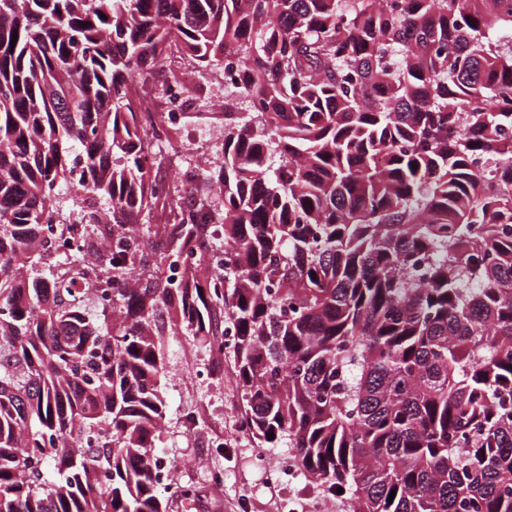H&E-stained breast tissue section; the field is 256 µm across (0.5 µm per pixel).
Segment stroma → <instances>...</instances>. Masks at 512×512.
Returning <instances> with one entry per match:
<instances>
[{
  "instance_id": "1",
  "label": "stroma",
  "mask_w": 512,
  "mask_h": 512,
  "mask_svg": "<svg viewBox=\"0 0 512 512\" xmlns=\"http://www.w3.org/2000/svg\"><path fill=\"white\" fill-rule=\"evenodd\" d=\"M163 381L167 424L159 451L175 466L177 485L194 489L186 499L169 494V512H279L285 501L319 497L306 477L270 483L253 458L254 439L241 429L244 416L235 363L176 337L166 353ZM223 432L224 445L211 447V435ZM222 471L224 484L212 486L210 474Z\"/></svg>"
}]
</instances>
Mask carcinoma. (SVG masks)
Returning a JSON list of instances; mask_svg holds the SVG:
<instances>
[{"mask_svg": "<svg viewBox=\"0 0 512 512\" xmlns=\"http://www.w3.org/2000/svg\"><path fill=\"white\" fill-rule=\"evenodd\" d=\"M183 61L218 203L153 176ZM219 313L340 512H512V0H0V512H168L164 354Z\"/></svg>", "mask_w": 512, "mask_h": 512, "instance_id": "obj_1", "label": "carcinoma"}]
</instances>
